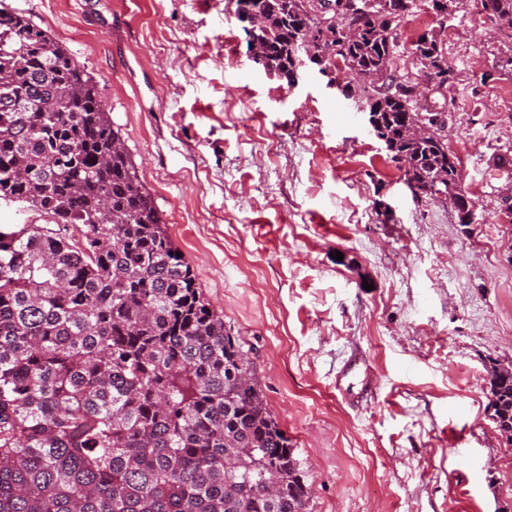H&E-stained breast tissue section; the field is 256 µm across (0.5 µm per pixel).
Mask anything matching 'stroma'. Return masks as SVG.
Returning a JSON list of instances; mask_svg holds the SVG:
<instances>
[{
  "mask_svg": "<svg viewBox=\"0 0 512 512\" xmlns=\"http://www.w3.org/2000/svg\"><path fill=\"white\" fill-rule=\"evenodd\" d=\"M89 73L141 180L311 486V512H512V445L488 408L512 364V105L497 30H444L448 143L478 203L413 201L353 99L247 57L229 0H0ZM390 214H383V207ZM362 356L360 408L336 389Z\"/></svg>",
  "mask_w": 512,
  "mask_h": 512,
  "instance_id": "obj_1",
  "label": "stroma"
}]
</instances>
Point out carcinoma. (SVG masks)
<instances>
[{"label": "carcinoma", "mask_w": 512, "mask_h": 512, "mask_svg": "<svg viewBox=\"0 0 512 512\" xmlns=\"http://www.w3.org/2000/svg\"><path fill=\"white\" fill-rule=\"evenodd\" d=\"M324 27L311 0H252L269 72L317 56L375 116L403 180L452 194L448 138L410 133L452 97L396 74L398 31L440 0H351ZM512 23V0H472ZM12 102L0 100V200L56 224L0 230V512H309L296 448L242 342L177 256L92 78L24 14L0 8ZM497 66L512 70V26ZM442 33L409 54L455 79ZM512 445V373L488 370Z\"/></svg>", "instance_id": "obj_1"}]
</instances>
